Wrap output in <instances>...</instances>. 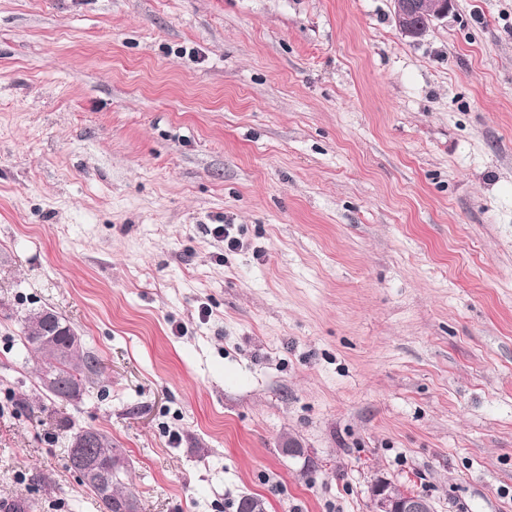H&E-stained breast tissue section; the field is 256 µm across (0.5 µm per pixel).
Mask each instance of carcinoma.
I'll return each mask as SVG.
<instances>
[{"mask_svg": "<svg viewBox=\"0 0 512 512\" xmlns=\"http://www.w3.org/2000/svg\"><path fill=\"white\" fill-rule=\"evenodd\" d=\"M38 314V311L31 310L24 317L23 325V340L22 345L27 353L40 356L46 360V366L51 371L58 375L60 386L59 388L50 393L54 398L66 399L68 398V389L74 383H81L87 379L88 376L100 372L99 360L91 355L89 352H82L79 355L71 358H59L54 355V352L41 347L36 342L37 330L34 329L33 317ZM93 434L97 436V446L93 452L101 454L110 463L112 470V481H114L115 489L112 496V501L108 502L105 499H99L102 504L101 512H117L115 505L124 498L132 496L131 491L125 486V483L119 480L120 474L124 468L122 453L116 448L109 437L105 434L95 430ZM237 512H266V506L263 499L245 495L241 497L238 502Z\"/></svg>", "mask_w": 512, "mask_h": 512, "instance_id": "1", "label": "carcinoma"}]
</instances>
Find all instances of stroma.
<instances>
[{"instance_id":"obj_1","label":"stroma","mask_w":512,"mask_h":512,"mask_svg":"<svg viewBox=\"0 0 512 512\" xmlns=\"http://www.w3.org/2000/svg\"><path fill=\"white\" fill-rule=\"evenodd\" d=\"M80 428L139 512H512V0H0V500L100 512ZM397 26L405 37L418 38L429 23L444 18L454 0H393ZM40 310L41 309L30 310L24 317V336L22 340L23 348L28 354L40 356L46 360L47 369H50L51 371H42L40 379L42 386L50 394H47L49 397L52 396L54 398L70 399L68 396V389L71 395L79 397L83 392V388L80 384L73 383L82 384V382L87 379L88 374L94 375L100 372V362L95 356L91 355L87 351H83L81 354L71 358L61 359L55 356L53 351L41 347L38 343L44 345L48 349L58 351L57 347H55V345L49 340V337H41L38 339V343L36 342L38 329H34L33 317L37 315ZM52 317L53 315L51 311L43 309L38 314L37 321H44L45 319H50ZM52 371L58 375V378ZM86 431H89L88 429H81L75 432L72 435L71 439V448L69 450L68 459L69 462L71 461V455L72 450L74 451V454L78 457L79 465L81 468V471L84 474V479L82 478L81 473L79 470L72 465L70 468L73 469L75 472L79 474V477L81 478L82 482L86 485L90 484L94 486L97 489V492L101 497L108 498L112 501V507L111 504L106 501L105 499L98 496V494L95 492V490L89 487L96 493L100 504L101 511L103 512H135L136 510V504H135V510H134V504L132 500H127L125 503H122L118 510H115V505L118 504V502L124 498H133L134 496L131 493V491L128 490V488L125 486V483L121 482L119 480L120 474L124 468L123 464V457L122 453L120 452L119 448H116L109 437H107L105 434L93 430L89 433L95 434L97 436V446L96 448H90L91 452H95L97 454H101L105 457V460H107L110 463L111 470H112V482L114 481L115 489L114 494L112 496V484L108 477V465L103 460V456L101 455H90L87 452V449L93 442V438H91L88 434H86ZM88 483V484H87ZM374 512H434L429 500L406 494L390 482L380 480L372 490Z\"/></svg>"}]
</instances>
